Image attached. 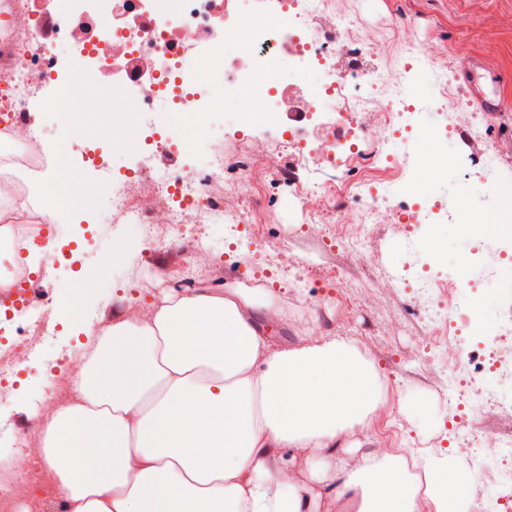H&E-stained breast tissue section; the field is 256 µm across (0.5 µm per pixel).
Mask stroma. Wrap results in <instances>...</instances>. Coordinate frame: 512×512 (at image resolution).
I'll use <instances>...</instances> for the list:
<instances>
[{
	"instance_id": "35a3bbf8",
	"label": "stroma",
	"mask_w": 512,
	"mask_h": 512,
	"mask_svg": "<svg viewBox=\"0 0 512 512\" xmlns=\"http://www.w3.org/2000/svg\"><path fill=\"white\" fill-rule=\"evenodd\" d=\"M360 3L361 0H339L342 10L360 25L385 33L393 13L412 12L418 17L422 33H432L449 42L463 37H481L482 32L476 25L478 12L512 16V0H378V8L372 13L362 11ZM448 86L454 93L471 100L480 93L494 100L503 119L486 137L512 143L511 30H503L497 43L484 47L468 71L449 73ZM283 230L277 208L272 205L268 208L267 228L261 242H253L244 231L236 232L229 240L220 236L208 238L206 247L220 256L222 262L217 271L203 274L201 283L214 287L238 283L246 287L253 279L254 269L258 268L266 281L265 292L280 296L288 308L287 323L278 325L271 333L272 338L278 341L292 338L324 314L332 320L331 335L355 333L358 340L364 341L366 351L388 382L386 395L391 400V409L377 415L380 430L397 439L400 447L420 449L423 459L447 456L448 450L441 442L448 437L444 423L448 416V396L454 392L455 383L451 374L441 372L442 358H435L433 364L428 365L400 357L401 352L407 351L421 336L423 324L412 309L410 290L399 281L393 251V243L399 238L395 227L382 224L376 228L366 246L364 260L349 270L340 283L339 291L352 296L360 311L355 325L349 328L342 325V311L332 298V289L310 288L302 293L279 294L277 286L285 282L288 275L273 264L272 259ZM93 235L127 238L125 225L97 217L88 221L79 214L74 215L70 223L60 225L57 231L60 248L74 249V261L54 265L46 281L53 297L49 321L56 324L57 329L44 337L24 363L25 375L17 381L16 399L0 406V421L9 423L11 429L27 426L32 393L47 380L62 351L79 345L89 326L110 324L113 310L130 300L131 277L151 281L157 269L169 267L175 260L174 255L156 249L151 240L128 238L125 264L114 268L110 286L98 290L84 319L73 321L67 316L66 285L78 265L92 266L98 262L99 253L89 242ZM288 252L295 262L313 266L340 264L346 259L343 250L330 248L320 237L306 234L291 238ZM390 321L394 322V329L389 335H381L380 323ZM407 395L424 400L432 407L434 421L431 425L414 424L402 405Z\"/></svg>"
}]
</instances>
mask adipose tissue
<instances>
[{
	"instance_id": "obj_1",
	"label": "adipose tissue",
	"mask_w": 512,
	"mask_h": 512,
	"mask_svg": "<svg viewBox=\"0 0 512 512\" xmlns=\"http://www.w3.org/2000/svg\"><path fill=\"white\" fill-rule=\"evenodd\" d=\"M283 311L236 284L129 304L98 338L77 393L44 418L41 452L69 512H465L455 458L408 480L402 456L337 455L381 412L384 384L353 341H273ZM73 463L56 468L58 459ZM309 481H301L296 461Z\"/></svg>"
}]
</instances>
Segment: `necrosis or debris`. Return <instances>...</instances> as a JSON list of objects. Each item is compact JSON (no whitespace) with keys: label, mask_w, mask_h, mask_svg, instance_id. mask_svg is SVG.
Listing matches in <instances>:
<instances>
[{"label":"necrosis or debris","mask_w":512,"mask_h":512,"mask_svg":"<svg viewBox=\"0 0 512 512\" xmlns=\"http://www.w3.org/2000/svg\"><path fill=\"white\" fill-rule=\"evenodd\" d=\"M390 29L380 37L356 27L336 0H256L248 12L236 0H0V169L12 194L0 199V225L15 233L12 246L0 244V296L25 285L50 305L49 292L12 264L11 253L37 241L50 214L95 213L106 198L113 219L130 225L133 236L179 254L178 269L159 274V290L182 288L218 265L202 238L238 223L243 205H250L249 230L258 234L267 186L288 168L306 176L292 179L283 217L349 255L363 257L375 225L407 233L426 220L445 250L446 270L423 283L417 305L429 326L409 354L429 364L432 350L442 349L460 386L476 382L484 390L480 407L448 404L454 454L480 459L490 452L496 459L468 488L478 500L485 485L512 487V433L483 426L487 414L512 416V316L491 317L512 303V147L482 141L502 115L472 111L464 96L432 101L446 124L416 128L401 116L421 111L418 99L388 93L382 79L356 85L367 55L433 79L468 69L479 52L470 39L419 36L407 12L395 15ZM50 83L45 112L67 111L51 156L31 128L29 103ZM278 125L280 138H258V130ZM229 127L249 129L243 147L252 167L225 159ZM463 128L482 144L473 156L483 166L476 179L455 149ZM76 142L116 159L136 153L141 162L121 178L91 181L69 159ZM183 152L195 167L180 164ZM47 168L54 193L27 211L12 210ZM136 183L150 185L147 198L134 197ZM477 195L490 206L475 205ZM97 249L100 262L70 285L77 320L90 289L124 258L120 240H98ZM49 329L43 317L0 336V404L13 397L17 364ZM77 362L74 354L57 360L37 397L40 414L81 387ZM40 430L32 422L0 455V512H67L46 468L36 465Z\"/></svg>","instance_id":"necrosis-or-debris-1"}]
</instances>
